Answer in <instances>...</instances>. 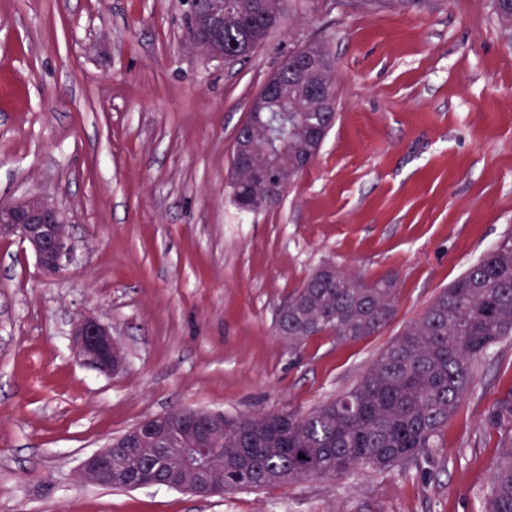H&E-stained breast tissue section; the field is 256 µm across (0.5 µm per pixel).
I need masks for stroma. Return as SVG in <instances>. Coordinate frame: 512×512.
Wrapping results in <instances>:
<instances>
[{
  "label": "stroma",
  "instance_id": "stroma-1",
  "mask_svg": "<svg viewBox=\"0 0 512 512\" xmlns=\"http://www.w3.org/2000/svg\"><path fill=\"white\" fill-rule=\"evenodd\" d=\"M226 63L190 43L184 0H0V202L55 201L73 262L43 275L0 239V512H482L498 456L486 410L512 389V337L415 464L199 497L104 489L82 461L182 408L306 412L352 388L443 288L512 232V39L491 0H285ZM335 63L336 121L270 209L228 185L251 99L288 52ZM392 275L378 334L297 348L279 306L319 267ZM91 315L125 353L78 360ZM76 356L103 373L117 374L124 366L121 348L110 327L93 317H81L71 331Z\"/></svg>",
  "mask_w": 512,
  "mask_h": 512
}]
</instances>
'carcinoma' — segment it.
<instances>
[{"instance_id":"cac0c4a2","label":"carcinoma","mask_w":512,"mask_h":512,"mask_svg":"<svg viewBox=\"0 0 512 512\" xmlns=\"http://www.w3.org/2000/svg\"><path fill=\"white\" fill-rule=\"evenodd\" d=\"M261 0H242L241 10L224 15V40L213 48L225 61L249 57L278 19H263ZM499 23L512 31V0H493ZM303 50L325 61L319 87L336 100L335 65L319 45ZM293 55L272 79L283 90L288 110L286 149L277 168L288 170V182L277 173L259 182L232 161L233 200L242 209L274 207L301 174L296 162L317 155L320 144L308 135L318 100L295 81ZM396 279L386 275L366 283L342 269L323 265L288 299L282 333L288 344L330 333L339 342L378 333L394 317ZM512 336V234L505 235L479 262L443 289L421 316L404 326L355 386L307 413L273 412L224 417L223 442L215 466L222 468L224 488H254L310 477L331 478L361 468L383 471L418 461L435 447L474 382L476 362L503 338ZM499 437L498 456L483 512H512V388L496 398L483 419ZM176 449L127 448V438L112 449V482L128 485L146 467L169 481Z\"/></svg>"}]
</instances>
